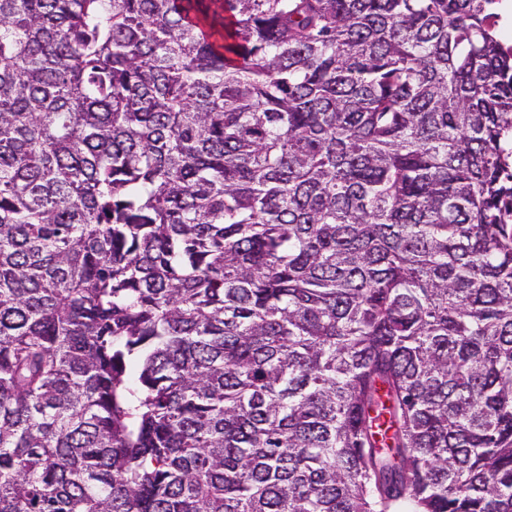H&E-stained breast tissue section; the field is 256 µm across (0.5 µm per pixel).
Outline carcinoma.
Masks as SVG:
<instances>
[{
    "label": "carcinoma",
    "instance_id": "carcinoma-1",
    "mask_svg": "<svg viewBox=\"0 0 512 512\" xmlns=\"http://www.w3.org/2000/svg\"><path fill=\"white\" fill-rule=\"evenodd\" d=\"M492 0H0V512H512Z\"/></svg>",
    "mask_w": 512,
    "mask_h": 512
}]
</instances>
